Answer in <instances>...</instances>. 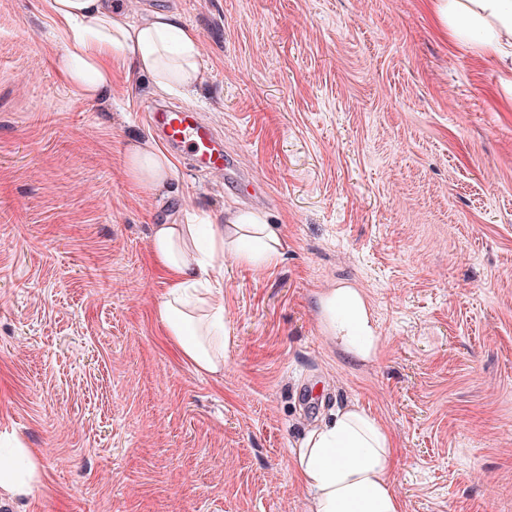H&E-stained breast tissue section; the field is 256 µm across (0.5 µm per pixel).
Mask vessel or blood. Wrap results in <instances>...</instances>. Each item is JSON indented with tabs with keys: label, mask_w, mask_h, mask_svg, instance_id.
I'll list each match as a JSON object with an SVG mask.
<instances>
[{
	"label": "vessel or blood",
	"mask_w": 512,
	"mask_h": 512,
	"mask_svg": "<svg viewBox=\"0 0 512 512\" xmlns=\"http://www.w3.org/2000/svg\"><path fill=\"white\" fill-rule=\"evenodd\" d=\"M148 120L164 145L176 148L180 156L199 170L224 174L229 184H236L238 175L232 156L225 152L222 140L199 113L155 105L148 111Z\"/></svg>",
	"instance_id": "b4317fda"
}]
</instances>
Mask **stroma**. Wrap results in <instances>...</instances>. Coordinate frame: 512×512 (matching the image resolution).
<instances>
[{"label":"stroma","mask_w":512,"mask_h":512,"mask_svg":"<svg viewBox=\"0 0 512 512\" xmlns=\"http://www.w3.org/2000/svg\"><path fill=\"white\" fill-rule=\"evenodd\" d=\"M198 38L202 82L161 97L112 54L87 99L44 0H0V448L38 464L0 512H310L292 451L356 405L395 443L403 512H512V68L421 0H121ZM201 114L264 192L126 157L146 104ZM264 212L284 252L224 260V371L159 316L154 224ZM356 289L368 356L320 298ZM172 161L151 138L134 143L127 157V174L133 180L153 189L166 187L172 172Z\"/></svg>","instance_id":"stroma-1"}]
</instances>
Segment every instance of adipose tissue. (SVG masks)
<instances>
[{
    "instance_id": "ef3b65f1",
    "label": "adipose tissue",
    "mask_w": 512,
    "mask_h": 512,
    "mask_svg": "<svg viewBox=\"0 0 512 512\" xmlns=\"http://www.w3.org/2000/svg\"><path fill=\"white\" fill-rule=\"evenodd\" d=\"M48 7L76 39L61 66L87 97L102 95L111 83L103 60L115 52L149 76L158 95L201 80L198 41L171 15L153 13L133 24L110 0H48ZM425 8L433 25L451 38L481 27L485 51L512 63V0H426ZM171 172L170 158L152 139L131 146L127 173L133 180L160 189ZM148 242L168 283L159 307L168 336L196 370L222 373L229 329L224 294L208 289L209 278L227 255L256 265L277 260L283 252L277 227L263 213L231 211L220 224L152 225ZM325 310L332 329L346 341L355 325L368 323L362 299L347 288L329 292ZM19 455L16 449L0 452V500L29 492L37 464L19 469ZM294 465L310 492V512H402L389 478L392 440L358 407L337 411L329 422L310 430L295 451Z\"/></svg>"
}]
</instances>
